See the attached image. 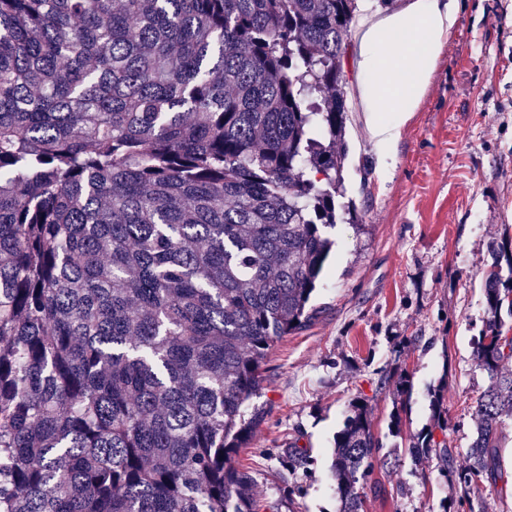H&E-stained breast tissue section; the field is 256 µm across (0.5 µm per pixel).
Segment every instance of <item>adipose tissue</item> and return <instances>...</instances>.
<instances>
[{"instance_id":"obj_1","label":"adipose tissue","mask_w":512,"mask_h":512,"mask_svg":"<svg viewBox=\"0 0 512 512\" xmlns=\"http://www.w3.org/2000/svg\"><path fill=\"white\" fill-rule=\"evenodd\" d=\"M455 17L453 0H414L362 34L358 94L367 133L378 144L398 138Z\"/></svg>"}]
</instances>
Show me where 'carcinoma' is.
Returning a JSON list of instances; mask_svg holds the SVG:
<instances>
[{
    "label": "carcinoma",
    "mask_w": 512,
    "mask_h": 512,
    "mask_svg": "<svg viewBox=\"0 0 512 512\" xmlns=\"http://www.w3.org/2000/svg\"><path fill=\"white\" fill-rule=\"evenodd\" d=\"M356 0H0V512H279L237 458L335 242ZM465 448L408 453L489 512L512 424V239L488 247ZM384 448L364 400L337 512ZM307 471L298 441L278 449ZM462 457L465 464H456Z\"/></svg>",
    "instance_id": "cac0c4a2"
}]
</instances>
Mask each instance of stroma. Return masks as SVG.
<instances>
[{"label": "stroma", "instance_id": "obj_1", "mask_svg": "<svg viewBox=\"0 0 512 512\" xmlns=\"http://www.w3.org/2000/svg\"><path fill=\"white\" fill-rule=\"evenodd\" d=\"M411 3L359 0L343 62L349 93L361 80L362 30ZM349 118L344 199L353 218L328 231L336 249L314 296L319 317L269 352L258 402L271 411L241 453L257 494L279 500V512H336L331 447L355 398L366 399L385 446L404 448L429 426L431 393L445 385L447 439L469 442V408L488 384L471 345L488 246L512 229V0H458L396 142L378 145L361 112ZM292 437L311 457L294 475L270 454ZM447 494L435 456L416 462L402 451L376 461L363 510L441 512Z\"/></svg>", "mask_w": 512, "mask_h": 512}]
</instances>
